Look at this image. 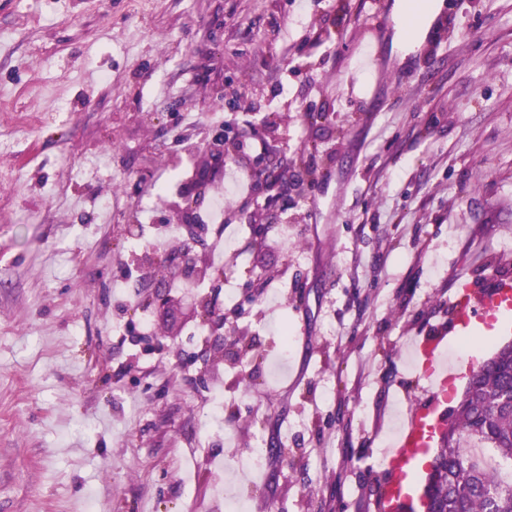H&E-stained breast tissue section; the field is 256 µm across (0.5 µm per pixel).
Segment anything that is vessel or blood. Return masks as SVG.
I'll return each mask as SVG.
<instances>
[{"label": "vessel or blood", "instance_id": "1", "mask_svg": "<svg viewBox=\"0 0 512 512\" xmlns=\"http://www.w3.org/2000/svg\"><path fill=\"white\" fill-rule=\"evenodd\" d=\"M502 308H512V275L507 273L494 279L488 289L471 292L457 304L451 331L442 330L415 342L414 351L427 369L429 385L425 397L408 409L406 420L387 451L375 512H425L426 498L416 479L433 470L440 445L437 425L447 414L448 366L443 355L448 337L470 334L480 315Z\"/></svg>", "mask_w": 512, "mask_h": 512}]
</instances>
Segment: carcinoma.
<instances>
[{"mask_svg":"<svg viewBox=\"0 0 512 512\" xmlns=\"http://www.w3.org/2000/svg\"><path fill=\"white\" fill-rule=\"evenodd\" d=\"M427 495L430 512H512V344L472 371Z\"/></svg>","mask_w":512,"mask_h":512,"instance_id":"cac0c4a2","label":"carcinoma"}]
</instances>
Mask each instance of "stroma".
Masks as SVG:
<instances>
[{
	"label": "stroma",
	"instance_id": "1",
	"mask_svg": "<svg viewBox=\"0 0 512 512\" xmlns=\"http://www.w3.org/2000/svg\"><path fill=\"white\" fill-rule=\"evenodd\" d=\"M399 2L0 0V103L35 117L0 113V512H373L428 386L411 340L512 272V0H443L427 54ZM222 136L314 173L273 206L216 165L195 251L223 222L235 248L198 288L155 260ZM148 279L222 304L223 363ZM470 340L452 404L512 326Z\"/></svg>",
	"mask_w": 512,
	"mask_h": 512
}]
</instances>
